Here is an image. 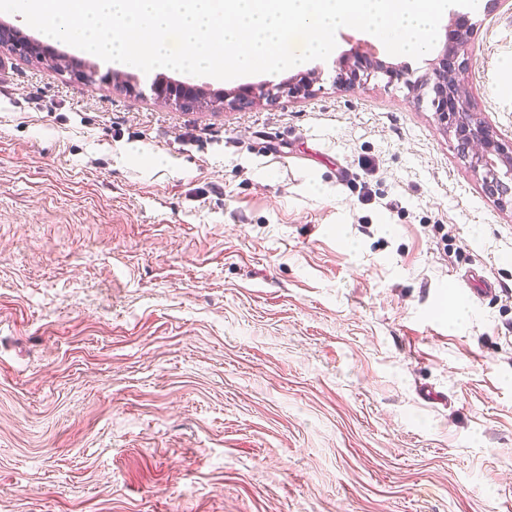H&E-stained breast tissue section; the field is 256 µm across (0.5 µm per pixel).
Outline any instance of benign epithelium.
I'll use <instances>...</instances> for the list:
<instances>
[{"label":"benign epithelium","mask_w":512,"mask_h":512,"mask_svg":"<svg viewBox=\"0 0 512 512\" xmlns=\"http://www.w3.org/2000/svg\"><path fill=\"white\" fill-rule=\"evenodd\" d=\"M472 26L467 14L454 11L448 26V39L432 69V75L415 82L413 90H425L432 95L431 103L441 125L454 136L460 157L474 171L482 172L485 192L501 207H512V143L504 142L487 122L475 112L459 80L464 70L459 62L460 50L467 42ZM0 48L13 52L30 51L31 47L18 40L16 31L6 25L0 26ZM377 70L389 81L399 80L406 71L399 65H386L374 56L356 53L339 63L336 83L351 86L357 81L359 72ZM310 74L292 78L288 91L293 94H313ZM156 100L168 105L186 107L202 95L199 87L186 83H156L151 86Z\"/></svg>","instance_id":"obj_1"}]
</instances>
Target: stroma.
<instances>
[{
    "instance_id": "stroma-1",
    "label": "stroma",
    "mask_w": 512,
    "mask_h": 512,
    "mask_svg": "<svg viewBox=\"0 0 512 512\" xmlns=\"http://www.w3.org/2000/svg\"><path fill=\"white\" fill-rule=\"evenodd\" d=\"M464 87L512 141V13ZM0 53V512H512V210L429 99ZM497 288L468 299L471 271ZM151 91L156 100L183 108L187 107V102L194 101L202 95L199 87L186 82L156 83L151 86Z\"/></svg>"
}]
</instances>
